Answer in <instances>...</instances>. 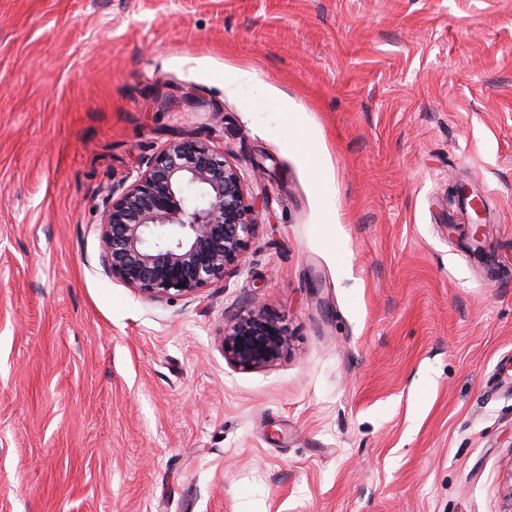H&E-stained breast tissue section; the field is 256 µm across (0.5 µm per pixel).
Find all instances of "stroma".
Wrapping results in <instances>:
<instances>
[{
	"label": "stroma",
	"instance_id": "obj_1",
	"mask_svg": "<svg viewBox=\"0 0 512 512\" xmlns=\"http://www.w3.org/2000/svg\"><path fill=\"white\" fill-rule=\"evenodd\" d=\"M183 131L233 149L256 226L223 282L150 302L95 226ZM257 296L289 346L242 370L224 323ZM511 486L512 0H0V512Z\"/></svg>",
	"mask_w": 512,
	"mask_h": 512
}]
</instances>
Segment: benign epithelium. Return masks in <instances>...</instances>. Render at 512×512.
Segmentation results:
<instances>
[{
	"instance_id": "benign-epithelium-1",
	"label": "benign epithelium",
	"mask_w": 512,
	"mask_h": 512,
	"mask_svg": "<svg viewBox=\"0 0 512 512\" xmlns=\"http://www.w3.org/2000/svg\"><path fill=\"white\" fill-rule=\"evenodd\" d=\"M255 230L240 169L229 149L186 132L112 187L96 231L106 273L152 302L192 299L243 265ZM183 287H178V284ZM279 321L259 308L224 324V358L262 368L288 346Z\"/></svg>"
}]
</instances>
